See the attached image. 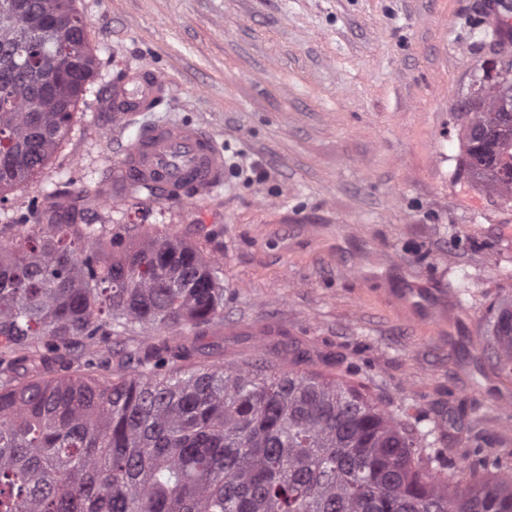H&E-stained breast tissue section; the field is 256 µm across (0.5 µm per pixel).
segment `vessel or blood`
Listing matches in <instances>:
<instances>
[{"label": "vessel or blood", "instance_id": "vessel-or-blood-1", "mask_svg": "<svg viewBox=\"0 0 512 512\" xmlns=\"http://www.w3.org/2000/svg\"><path fill=\"white\" fill-rule=\"evenodd\" d=\"M165 95L159 72L131 67L113 83L106 109L124 118L154 110ZM110 177L117 183L146 184L166 199L179 200L189 192L208 195L224 182V152L196 124H157L137 138Z\"/></svg>", "mask_w": 512, "mask_h": 512}]
</instances>
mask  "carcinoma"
<instances>
[{
	"label": "carcinoma",
	"instance_id": "cac0c4a2",
	"mask_svg": "<svg viewBox=\"0 0 512 512\" xmlns=\"http://www.w3.org/2000/svg\"><path fill=\"white\" fill-rule=\"evenodd\" d=\"M75 0H0V201L96 76ZM512 62L472 83L462 166L512 200ZM0 244V512H512V475L449 488L427 434L360 388L203 365L224 280L200 247L125 242L54 201ZM512 368V306L490 318ZM149 341L112 351V337Z\"/></svg>",
	"mask_w": 512,
	"mask_h": 512
}]
</instances>
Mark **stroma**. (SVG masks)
Instances as JSON below:
<instances>
[{
	"label": "stroma",
	"instance_id": "obj_1",
	"mask_svg": "<svg viewBox=\"0 0 512 512\" xmlns=\"http://www.w3.org/2000/svg\"><path fill=\"white\" fill-rule=\"evenodd\" d=\"M488 0H77L98 73L46 164L0 211L76 203L222 262L213 359L340 375L392 413L422 415L452 482L512 474V372L486 336L512 299V202L456 177L454 114L495 58ZM164 103L109 126L104 91L128 67ZM202 124L224 149L204 198L99 185L140 131ZM481 448H473V436Z\"/></svg>",
	"mask_w": 512,
	"mask_h": 512
}]
</instances>
